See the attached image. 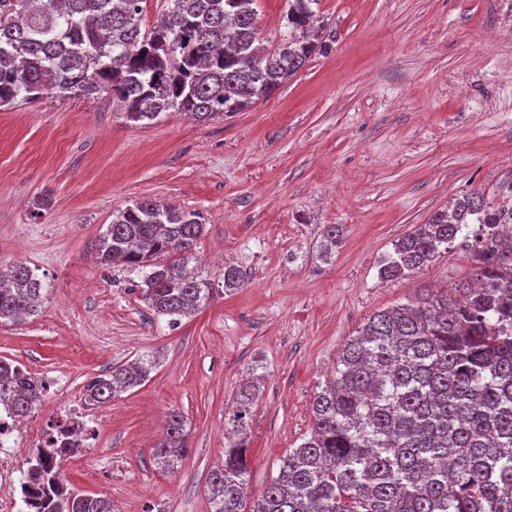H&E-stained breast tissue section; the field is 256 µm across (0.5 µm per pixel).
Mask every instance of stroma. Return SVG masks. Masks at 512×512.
I'll return each instance as SVG.
<instances>
[{
    "label": "stroma",
    "instance_id": "stroma-1",
    "mask_svg": "<svg viewBox=\"0 0 512 512\" xmlns=\"http://www.w3.org/2000/svg\"><path fill=\"white\" fill-rule=\"evenodd\" d=\"M319 16L327 50L228 117L132 126L106 95L0 109V266L26 263L46 289L36 315L0 322V356L59 384L36 423L112 366L159 357L97 406L87 448L62 466L67 486L118 512H209L248 381L259 494L368 316L477 279L466 238L389 281L379 259L462 195L512 203V0H320ZM142 199L199 213L203 269L234 266L242 285L192 317L156 316L136 275L97 259L113 213ZM324 224L343 227L328 258ZM174 409L191 448L167 471L152 447Z\"/></svg>",
    "mask_w": 512,
    "mask_h": 512
}]
</instances>
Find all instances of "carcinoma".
Listing matches in <instances>:
<instances>
[{
  "label": "carcinoma",
  "mask_w": 512,
  "mask_h": 512,
  "mask_svg": "<svg viewBox=\"0 0 512 512\" xmlns=\"http://www.w3.org/2000/svg\"><path fill=\"white\" fill-rule=\"evenodd\" d=\"M257 0H169L142 29L144 0H0V108L68 94L112 97L125 121L148 125L181 112L206 122L270 97L327 45L313 34L320 0H288V28L261 51ZM479 225L491 256L476 251L480 287L424 293L373 313L337 361L311 405V430L279 459L276 475L249 497L247 416L257 388L239 393L224 465L208 481L209 512H512V204L463 196L394 244L379 262L384 280L422 269ZM206 225L148 199L112 215L100 236L102 265L135 273L141 301L158 316L189 318L226 291L241 272L215 279L198 267ZM341 228L321 227L326 251ZM44 286L33 270H0V322L34 315ZM158 365L149 352L90 380V402L107 403L144 384ZM8 400L25 416L42 379L0 358ZM190 451L185 420L166 419L153 459L177 468ZM26 485L47 512H113L112 501L57 487L62 467L43 454L26 461Z\"/></svg>",
  "instance_id": "1"
}]
</instances>
